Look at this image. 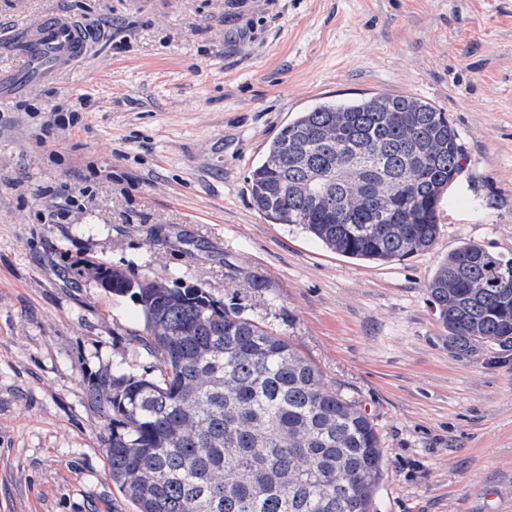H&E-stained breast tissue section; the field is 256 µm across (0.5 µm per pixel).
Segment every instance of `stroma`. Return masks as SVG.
<instances>
[{"label":"stroma","mask_w":512,"mask_h":512,"mask_svg":"<svg viewBox=\"0 0 512 512\" xmlns=\"http://www.w3.org/2000/svg\"><path fill=\"white\" fill-rule=\"evenodd\" d=\"M54 13L92 52L29 82L12 39ZM0 76V512H133L85 383L151 358L90 262L206 288L315 362L381 436L375 512H512V359L455 357L426 293L461 243L512 255V0H0ZM376 93L447 112L465 153L434 245L385 264L271 223L247 180L299 112Z\"/></svg>","instance_id":"35a3bbf8"}]
</instances>
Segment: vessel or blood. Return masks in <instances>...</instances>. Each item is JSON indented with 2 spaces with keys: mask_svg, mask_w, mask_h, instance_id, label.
Instances as JSON below:
<instances>
[{
  "mask_svg": "<svg viewBox=\"0 0 512 512\" xmlns=\"http://www.w3.org/2000/svg\"><path fill=\"white\" fill-rule=\"evenodd\" d=\"M91 46L68 17L41 21L21 34L16 57L31 81L57 78L75 70Z\"/></svg>",
  "mask_w": 512,
  "mask_h": 512,
  "instance_id": "obj_1",
  "label": "vessel or blood"
}]
</instances>
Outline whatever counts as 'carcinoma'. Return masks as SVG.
<instances>
[{"instance_id": "obj_1", "label": "carcinoma", "mask_w": 512, "mask_h": 512, "mask_svg": "<svg viewBox=\"0 0 512 512\" xmlns=\"http://www.w3.org/2000/svg\"><path fill=\"white\" fill-rule=\"evenodd\" d=\"M447 113L413 96L321 102L268 144L248 176L254 207L370 263L429 250L462 170ZM129 297L155 363L101 371L86 395L105 421L112 483L135 512H374L381 439L353 399L283 336L203 288L98 265ZM448 350L512 354V257L465 243L427 283Z\"/></svg>"}]
</instances>
